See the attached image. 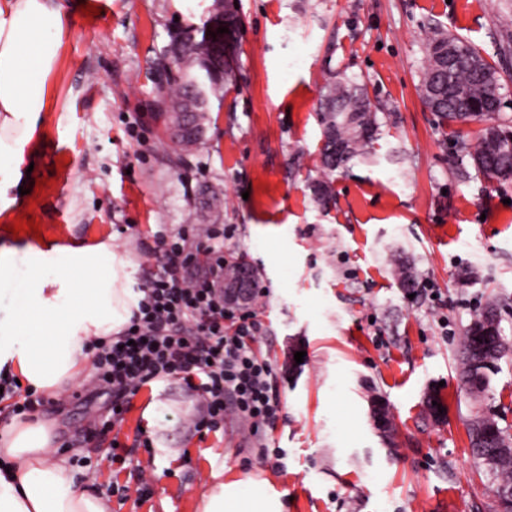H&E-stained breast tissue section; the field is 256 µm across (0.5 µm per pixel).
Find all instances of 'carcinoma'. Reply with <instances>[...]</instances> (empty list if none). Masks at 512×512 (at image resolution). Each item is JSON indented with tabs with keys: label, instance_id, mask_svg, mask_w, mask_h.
Masks as SVG:
<instances>
[{
	"label": "carcinoma",
	"instance_id": "carcinoma-1",
	"mask_svg": "<svg viewBox=\"0 0 512 512\" xmlns=\"http://www.w3.org/2000/svg\"><path fill=\"white\" fill-rule=\"evenodd\" d=\"M234 14L236 9L230 0H212L209 19ZM204 31L203 26L189 27L173 38L169 53L177 63L178 72L162 100L169 118H186L192 124L194 151L202 144L207 130L210 96H222L233 72L228 61L222 68L215 66L206 39L197 38ZM425 52L427 64L419 86L423 103L448 126L468 121L486 122L473 148L462 141L457 143V155L469 157L480 175L504 181L512 179V126L493 123L494 113L488 111L493 104L498 109L502 105L500 68L484 59L468 41L444 32L428 39ZM378 111L368 94L351 83L329 88L319 113L323 128L322 178L312 185L313 195L322 205L327 206L334 199L330 175L336 167H346L370 154L380 131ZM224 204V193L210 188L202 190L198 198L200 209L216 216L223 214ZM241 266L246 267L251 280L258 279V269L246 255L239 254L224 261L227 282L235 279ZM394 274L400 287L408 290L419 287L409 264L399 263ZM488 327L502 334L495 304L475 316L459 341L461 378L476 399L487 390L489 373L498 368L502 358L512 354V348L504 347L480 354L477 336ZM468 436L471 453L480 461L499 448H512V433L498 425L490 433L470 427ZM488 474L496 478L497 489H512V454L499 456Z\"/></svg>",
	"mask_w": 512,
	"mask_h": 512
}]
</instances>
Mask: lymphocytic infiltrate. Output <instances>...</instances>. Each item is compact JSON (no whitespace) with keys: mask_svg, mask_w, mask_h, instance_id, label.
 Returning <instances> with one entry per match:
<instances>
[{"mask_svg":"<svg viewBox=\"0 0 512 512\" xmlns=\"http://www.w3.org/2000/svg\"><path fill=\"white\" fill-rule=\"evenodd\" d=\"M232 235L221 224L203 241L191 224L158 235V270L130 324L94 347V377L112 392L103 429L121 421L142 386L172 381L199 397L198 428L219 430L233 415L249 424L260 453L271 451L264 428L277 419L280 399L271 364L254 351L261 321L224 290V241ZM201 250L208 255L202 266L193 258ZM271 452L285 457L283 449Z\"/></svg>","mask_w":512,"mask_h":512,"instance_id":"lymphocytic-infiltrate-1","label":"lymphocytic infiltrate"}]
</instances>
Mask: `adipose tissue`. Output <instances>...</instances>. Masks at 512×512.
Returning <instances> with one entry per match:
<instances>
[{
	"label": "adipose tissue",
	"mask_w": 512,
	"mask_h": 512,
	"mask_svg": "<svg viewBox=\"0 0 512 512\" xmlns=\"http://www.w3.org/2000/svg\"><path fill=\"white\" fill-rule=\"evenodd\" d=\"M65 17L56 0H0V214L51 106ZM133 262L111 240L86 245L0 243V372L50 396L90 368L93 343L122 331L138 307ZM0 512H107L59 456L52 428L11 419L0 430ZM197 512H283L223 474L205 482Z\"/></svg>",
	"instance_id": "obj_1"
}]
</instances>
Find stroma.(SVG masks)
<instances>
[{"label":"stroma","mask_w":512,"mask_h":512,"mask_svg":"<svg viewBox=\"0 0 512 512\" xmlns=\"http://www.w3.org/2000/svg\"><path fill=\"white\" fill-rule=\"evenodd\" d=\"M58 2L68 36L9 221L29 211L44 238H111L142 287L157 270L154 233L208 223L195 196L223 189L222 221L235 227L224 251L248 256L264 292L253 304L264 327L256 350L274 366L281 403L266 443L288 452L282 464L258 456L234 416L197 433L198 396L164 381L142 387L101 434L112 394L87 378L34 412L53 425L75 476L110 512H195L203 479L219 471L263 481L284 512H501L467 424L487 413L512 428V358L476 399L457 345L491 301L512 340V180L458 160L457 142L476 141L482 125H440L419 82L434 32L463 38L500 61V116L512 122V57L499 55L512 0H241L233 80L204 144L178 167L159 116L161 63L171 35L202 25L211 0ZM88 4L98 16H84ZM347 81L378 106L380 136L369 158L333 173L325 208L310 189L322 177L319 100ZM42 178L48 186L30 202ZM405 258L439 302L400 287L393 270ZM433 389L445 404L438 420L425 408ZM374 395L390 433L372 422ZM153 403L158 414L146 418ZM142 429L152 447H134ZM114 439L133 446L131 463L108 457ZM142 480L145 497L109 493Z\"/></svg>","instance_id":"35a3bbf8"}]
</instances>
